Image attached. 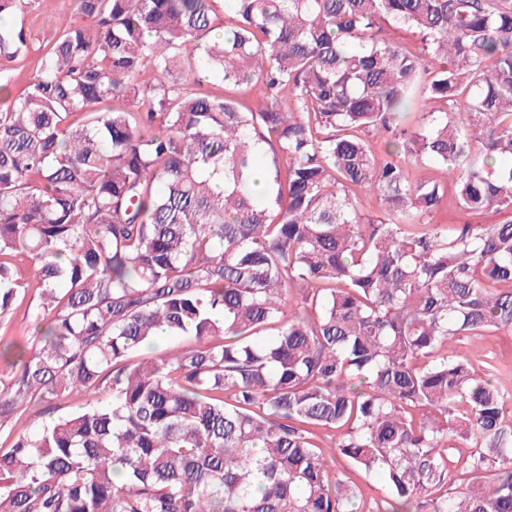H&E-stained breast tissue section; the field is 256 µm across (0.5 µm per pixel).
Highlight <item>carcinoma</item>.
Returning <instances> with one entry per match:
<instances>
[{
	"label": "carcinoma",
	"mask_w": 512,
	"mask_h": 512,
	"mask_svg": "<svg viewBox=\"0 0 512 512\" xmlns=\"http://www.w3.org/2000/svg\"><path fill=\"white\" fill-rule=\"evenodd\" d=\"M70 4L0 110V315L36 287L41 336L0 429L100 398L17 431L0 512H358L323 429L370 512H512V392L454 346L512 333V222H432L512 209V0ZM86 402L87 399L60 400L56 402L54 409L46 413L37 412L38 408L31 409L24 415L22 420L19 421L14 430H17L19 427H23L33 431L49 419L57 418L78 410L80 407H83V404ZM328 434L327 431H321L319 442L328 461L330 471L332 473H345L358 486L365 502H372L374 499L377 500L386 496V488L375 476L353 469L343 457L334 454L332 440Z\"/></svg>",
	"instance_id": "cac0c4a2"
}]
</instances>
